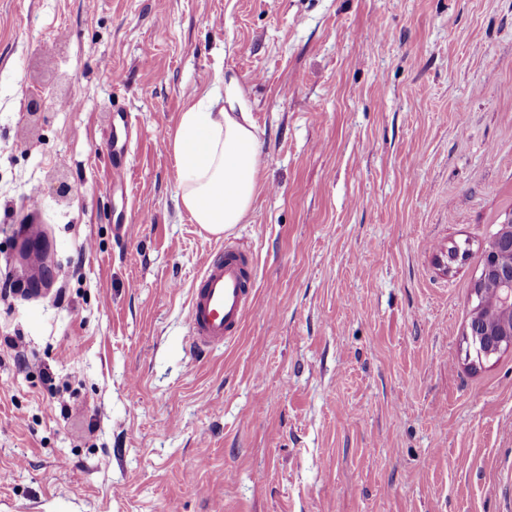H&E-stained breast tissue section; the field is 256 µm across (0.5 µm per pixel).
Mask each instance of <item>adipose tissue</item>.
Wrapping results in <instances>:
<instances>
[{
    "label": "adipose tissue",
    "instance_id": "1",
    "mask_svg": "<svg viewBox=\"0 0 512 512\" xmlns=\"http://www.w3.org/2000/svg\"><path fill=\"white\" fill-rule=\"evenodd\" d=\"M180 201L213 235L243 223L260 191V143L236 79H216L170 139Z\"/></svg>",
    "mask_w": 512,
    "mask_h": 512
}]
</instances>
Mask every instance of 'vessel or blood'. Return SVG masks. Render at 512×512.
<instances>
[{"label": "vessel or blood", "instance_id": "vessel-or-blood-1", "mask_svg": "<svg viewBox=\"0 0 512 512\" xmlns=\"http://www.w3.org/2000/svg\"><path fill=\"white\" fill-rule=\"evenodd\" d=\"M254 268L240 248L222 244L191 288L188 341L207 353L233 339L254 300Z\"/></svg>", "mask_w": 512, "mask_h": 512}]
</instances>
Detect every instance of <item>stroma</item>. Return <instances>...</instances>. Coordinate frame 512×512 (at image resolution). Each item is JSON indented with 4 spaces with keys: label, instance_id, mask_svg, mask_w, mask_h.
Wrapping results in <instances>:
<instances>
[{
    "label": "stroma",
    "instance_id": "1",
    "mask_svg": "<svg viewBox=\"0 0 512 512\" xmlns=\"http://www.w3.org/2000/svg\"><path fill=\"white\" fill-rule=\"evenodd\" d=\"M219 74L262 184L223 238L169 147ZM511 216L512 0H0V512H512V348L467 337ZM224 239L255 302L199 355Z\"/></svg>",
    "mask_w": 512,
    "mask_h": 512
}]
</instances>
